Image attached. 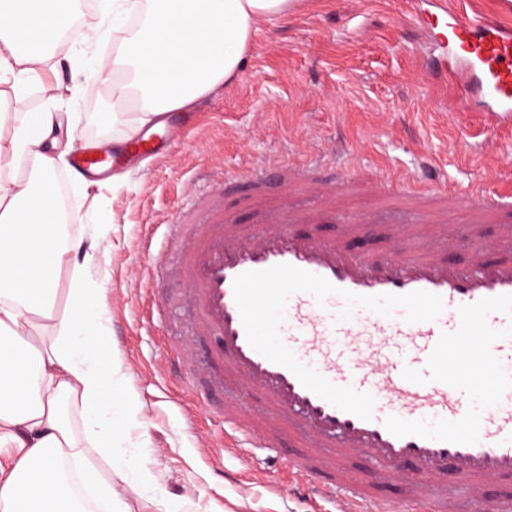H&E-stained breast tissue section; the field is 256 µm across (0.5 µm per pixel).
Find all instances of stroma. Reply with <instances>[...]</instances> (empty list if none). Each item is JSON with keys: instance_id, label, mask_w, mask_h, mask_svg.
<instances>
[{"instance_id": "obj_1", "label": "stroma", "mask_w": 512, "mask_h": 512, "mask_svg": "<svg viewBox=\"0 0 512 512\" xmlns=\"http://www.w3.org/2000/svg\"><path fill=\"white\" fill-rule=\"evenodd\" d=\"M437 2L419 0L413 15L403 0H298L288 17L261 24L234 83L170 113L173 141L164 159L133 156L112 178L69 181L67 238L99 242L89 277L107 300L112 347L127 374L112 397L131 402L137 419L113 435L112 456L134 458L150 474L146 491L126 493L128 512H158L162 500L179 512H307L264 454L225 448L213 412L243 392L188 386L190 367L205 366L217 341L192 337L183 283L167 275L146 287L150 261L140 240L151 226L175 222L198 171L232 173L273 155L299 162L342 138L369 179L414 172L426 156L462 189L495 187L512 176L499 164L512 154V126L472 147L479 113L434 96L429 73L441 50L428 21ZM116 48L107 40L83 54L65 44L47 96L28 97L20 108L47 103L78 114L79 139L90 148L124 140L137 104L125 102L123 123H113L110 88L91 72L95 56L111 57ZM148 296L168 315L165 332L141 316ZM188 341V364H170L164 345Z\"/></svg>"}]
</instances>
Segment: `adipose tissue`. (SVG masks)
I'll list each match as a JSON object with an SVG mask.
<instances>
[{"label":"adipose tissue","instance_id":"obj_1","mask_svg":"<svg viewBox=\"0 0 512 512\" xmlns=\"http://www.w3.org/2000/svg\"><path fill=\"white\" fill-rule=\"evenodd\" d=\"M84 0H0V85L15 99L41 90L61 33ZM294 0H110L82 44L113 32L118 49L96 62L113 106L136 96L125 138L158 114L191 106L232 83L258 26ZM77 137V119L42 106L0 101V447L20 449L0 468V512H85L78 487L97 491L105 512H128L93 454L111 456L112 418H97L122 379L102 334L107 304L61 234L67 220L54 172ZM71 272L70 314L54 306L56 277ZM81 348L101 365L73 361ZM89 414L87 441L72 431L64 402Z\"/></svg>","mask_w":512,"mask_h":512}]
</instances>
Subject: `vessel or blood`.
<instances>
[{
	"label": "vessel or blood",
	"instance_id": "1",
	"mask_svg": "<svg viewBox=\"0 0 512 512\" xmlns=\"http://www.w3.org/2000/svg\"><path fill=\"white\" fill-rule=\"evenodd\" d=\"M491 10L488 19L444 9L430 22L456 105L479 99L487 131L512 115V27L501 22L512 0ZM348 154L330 156L341 164L335 184L318 180L317 159L242 175L257 223L225 206L221 180L167 225L153 268L176 270L195 335L219 339L190 377L259 400L257 417L224 403L229 447L264 450L294 489L331 499L336 512H512V195L471 189L461 264L442 222L459 196L433 162L374 181L379 207L352 215L342 199L359 174ZM123 163L82 150L77 168L108 174ZM385 202L412 219L383 225ZM334 224L339 232L322 234ZM488 224L498 227L490 242ZM377 230L387 242L378 252L367 246ZM423 230L426 247L416 243ZM286 436L295 449L283 459Z\"/></svg>",
	"mask_w": 512,
	"mask_h": 512
}]
</instances>
